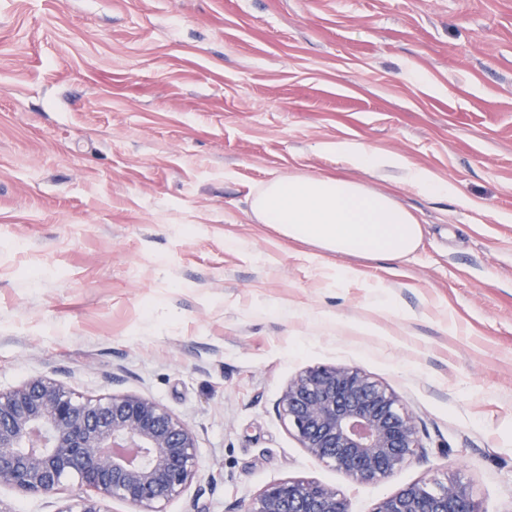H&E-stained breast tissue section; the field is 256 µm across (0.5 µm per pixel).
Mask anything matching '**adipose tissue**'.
Here are the masks:
<instances>
[{
    "label": "adipose tissue",
    "instance_id": "ef3b65f1",
    "mask_svg": "<svg viewBox=\"0 0 512 512\" xmlns=\"http://www.w3.org/2000/svg\"><path fill=\"white\" fill-rule=\"evenodd\" d=\"M324 151L374 174L398 172L425 195H447L450 184L429 170L363 143L328 142ZM250 214L289 240L335 255L404 260L420 246L422 226L414 214L389 194L342 178L279 176L250 196Z\"/></svg>",
    "mask_w": 512,
    "mask_h": 512
}]
</instances>
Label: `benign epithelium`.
<instances>
[{
	"label": "benign epithelium",
	"mask_w": 512,
	"mask_h": 512,
	"mask_svg": "<svg viewBox=\"0 0 512 512\" xmlns=\"http://www.w3.org/2000/svg\"><path fill=\"white\" fill-rule=\"evenodd\" d=\"M300 447L317 463L374 484L417 458L416 418L396 393L348 366H317L290 380L278 402ZM200 470L192 429L151 398H83L51 378L0 391V485L30 496L75 479L80 492L56 512H167ZM240 512H349L344 494L284 479L244 501ZM372 512H486L470 486L433 477L378 501Z\"/></svg>",
	"instance_id": "1"
}]
</instances>
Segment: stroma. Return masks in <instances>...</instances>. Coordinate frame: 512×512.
Wrapping results in <instances>:
<instances>
[{
	"label": "stroma",
	"instance_id": "35a3bbf8",
	"mask_svg": "<svg viewBox=\"0 0 512 512\" xmlns=\"http://www.w3.org/2000/svg\"><path fill=\"white\" fill-rule=\"evenodd\" d=\"M336 140L455 192L348 167ZM280 175L391 193L418 250L318 264L249 218ZM321 365L392 389L422 454L375 484L313 460L278 400ZM39 376L193 429L202 474L168 512L287 478L372 512L443 475L512 512V0H0V390ZM319 149L336 153L343 162L367 172H398L404 181L424 195L440 196L452 193L451 184L439 181L429 170L415 166L401 156L383 154L360 142H328L320 145Z\"/></svg>",
	"mask_w": 512,
	"mask_h": 512
}]
</instances>
